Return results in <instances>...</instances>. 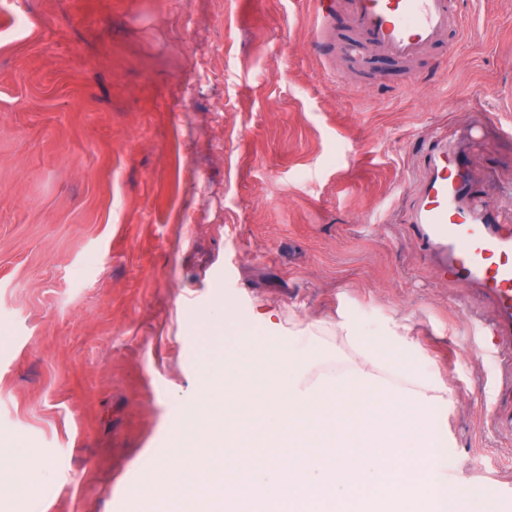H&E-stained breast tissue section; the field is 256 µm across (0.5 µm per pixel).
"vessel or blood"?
Masks as SVG:
<instances>
[{
	"mask_svg": "<svg viewBox=\"0 0 512 512\" xmlns=\"http://www.w3.org/2000/svg\"><path fill=\"white\" fill-rule=\"evenodd\" d=\"M346 12L352 36L337 53L360 71L375 55L410 62L438 45L455 48L464 28L459 0H348ZM413 221L449 282L494 299L498 317L484 333L512 351V232L503 228L493 195L474 186L465 152L447 137L433 142Z\"/></svg>",
	"mask_w": 512,
	"mask_h": 512,
	"instance_id": "b4317fda",
	"label": "vessel or blood"
}]
</instances>
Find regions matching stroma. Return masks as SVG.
Returning a JSON list of instances; mask_svg holds the SVG:
<instances>
[{
  "label": "stroma",
  "mask_w": 512,
  "mask_h": 512,
  "mask_svg": "<svg viewBox=\"0 0 512 512\" xmlns=\"http://www.w3.org/2000/svg\"><path fill=\"white\" fill-rule=\"evenodd\" d=\"M460 7L455 52L376 56L361 87L315 0H0V444L30 469L0 512H145L208 362L267 336L263 310L321 326L310 379L340 324L404 326L454 393L435 478L512 512L495 304L410 222L431 137L482 126L472 179L512 225V0Z\"/></svg>",
  "instance_id": "obj_1"
}]
</instances>
